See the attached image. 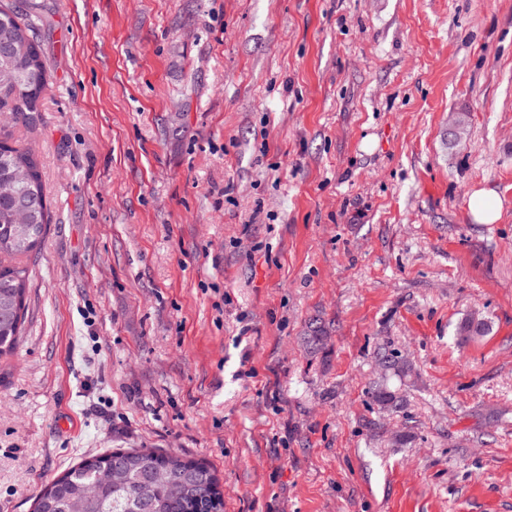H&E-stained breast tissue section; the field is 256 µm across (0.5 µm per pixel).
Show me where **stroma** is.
Returning a JSON list of instances; mask_svg holds the SVG:
<instances>
[{"mask_svg": "<svg viewBox=\"0 0 512 512\" xmlns=\"http://www.w3.org/2000/svg\"><path fill=\"white\" fill-rule=\"evenodd\" d=\"M19 2L52 221L0 512L115 448L208 461L224 512H512V0ZM494 195L485 190L476 191L470 198L469 209L479 224H494L501 215V204ZM489 331L488 322L476 314L466 315L461 319L456 334L463 340H474L485 336Z\"/></svg>", "mask_w": 512, "mask_h": 512, "instance_id": "1", "label": "stroma"}]
</instances>
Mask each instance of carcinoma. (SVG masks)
Segmentation results:
<instances>
[{
    "mask_svg": "<svg viewBox=\"0 0 512 512\" xmlns=\"http://www.w3.org/2000/svg\"><path fill=\"white\" fill-rule=\"evenodd\" d=\"M49 73L37 39V22L19 6L0 4V360L14 353L23 334L31 284L28 260L40 252L51 224L38 151L13 137L42 111ZM488 322L469 314L456 334L486 335ZM381 406L401 408L399 396L379 385ZM33 512H224L216 470L203 459L127 448L88 455L48 482Z\"/></svg>",
    "mask_w": 512,
    "mask_h": 512,
    "instance_id": "cac0c4a2",
    "label": "carcinoma"
}]
</instances>
